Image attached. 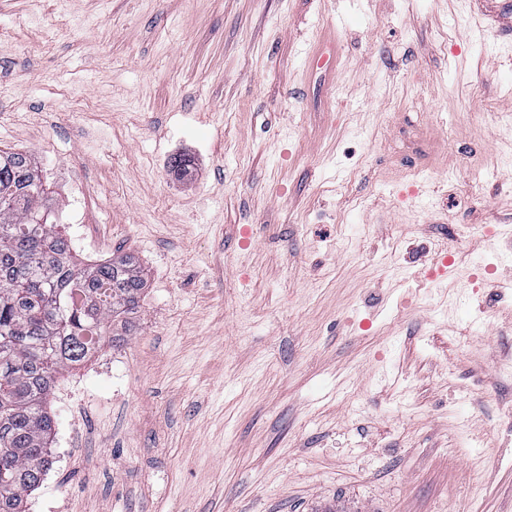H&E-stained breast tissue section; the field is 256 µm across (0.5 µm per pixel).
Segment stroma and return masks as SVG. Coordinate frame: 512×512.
<instances>
[{"label":"stroma","instance_id":"1","mask_svg":"<svg viewBox=\"0 0 512 512\" xmlns=\"http://www.w3.org/2000/svg\"><path fill=\"white\" fill-rule=\"evenodd\" d=\"M1 31L0 149L83 262L148 276L58 379L26 512H512V288L472 283L512 276V0H0Z\"/></svg>","mask_w":512,"mask_h":512}]
</instances>
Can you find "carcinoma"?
Here are the masks:
<instances>
[{
  "mask_svg": "<svg viewBox=\"0 0 512 512\" xmlns=\"http://www.w3.org/2000/svg\"><path fill=\"white\" fill-rule=\"evenodd\" d=\"M52 208L31 154L0 149V512H24L49 469L57 379L116 342L110 328L129 335L146 287L131 254L79 260Z\"/></svg>",
  "mask_w": 512,
  "mask_h": 512,
  "instance_id": "cac0c4a2",
  "label": "carcinoma"
}]
</instances>
